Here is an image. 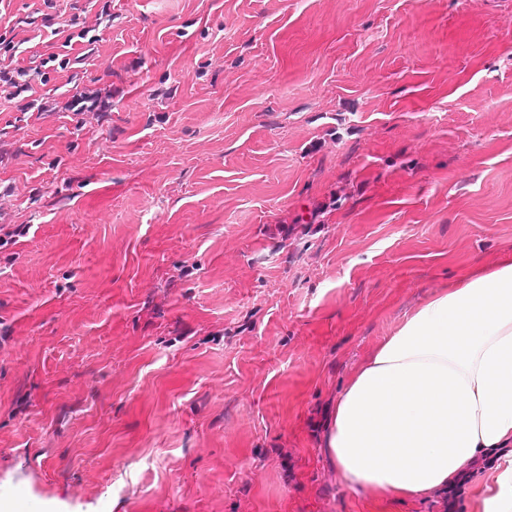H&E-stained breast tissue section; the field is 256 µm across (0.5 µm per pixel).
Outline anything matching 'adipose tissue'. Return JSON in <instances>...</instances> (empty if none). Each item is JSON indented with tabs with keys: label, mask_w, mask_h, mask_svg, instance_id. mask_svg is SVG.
Returning <instances> with one entry per match:
<instances>
[{
	"label": "adipose tissue",
	"mask_w": 512,
	"mask_h": 512,
	"mask_svg": "<svg viewBox=\"0 0 512 512\" xmlns=\"http://www.w3.org/2000/svg\"><path fill=\"white\" fill-rule=\"evenodd\" d=\"M323 451L350 490L428 500L483 460V512H512V255L407 314L336 399Z\"/></svg>",
	"instance_id": "adipose-tissue-1"
}]
</instances>
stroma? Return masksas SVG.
Segmentation results:
<instances>
[{
	"label": "stroma",
	"mask_w": 512,
	"mask_h": 512,
	"mask_svg": "<svg viewBox=\"0 0 512 512\" xmlns=\"http://www.w3.org/2000/svg\"><path fill=\"white\" fill-rule=\"evenodd\" d=\"M66 102L0 107V504L481 512L356 493L357 365L512 254V0H112ZM65 105L73 112H101L108 107L109 102L102 100L97 91H76Z\"/></svg>",
	"instance_id": "obj_1"
}]
</instances>
